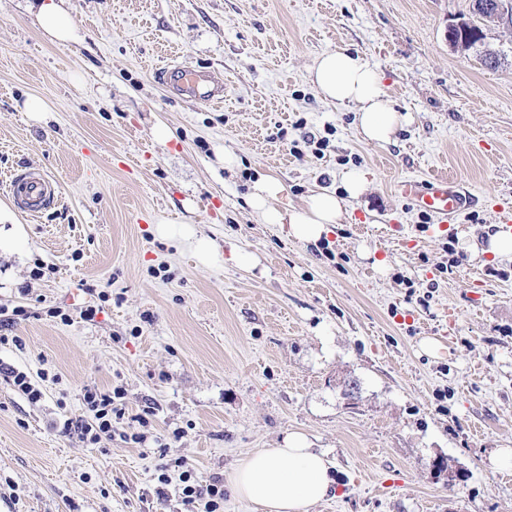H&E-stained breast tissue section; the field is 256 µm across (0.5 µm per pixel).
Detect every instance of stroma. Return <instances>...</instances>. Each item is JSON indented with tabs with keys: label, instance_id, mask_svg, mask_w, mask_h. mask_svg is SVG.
Segmentation results:
<instances>
[{
	"label": "stroma",
	"instance_id": "35a3bbf8",
	"mask_svg": "<svg viewBox=\"0 0 512 512\" xmlns=\"http://www.w3.org/2000/svg\"><path fill=\"white\" fill-rule=\"evenodd\" d=\"M66 8L76 38L60 44L29 0H0V201L28 169L60 191L19 213L25 261L0 254V335L21 339L0 345V512H187L170 459L226 481L291 434L335 464L308 512H512V473L493 462L512 448V258L489 251L512 201V25L484 30L504 56L490 70L446 38L472 0ZM342 49L382 73L404 115L390 143L363 141L356 106L312 84L316 59ZM172 64L220 79L223 103L172 93L159 79ZM30 95L45 120L21 111ZM313 138L323 155L295 157ZM351 170L364 189L318 243L251 207L261 177L282 184L277 208L300 209L343 193ZM435 170L473 197L444 234L394 190ZM161 224L207 237L218 261ZM18 306L29 316L11 321ZM12 368L45 374L40 401ZM93 386L120 388L126 409L104 448L56 429L86 418ZM146 410V442L124 441ZM14 388L32 402L40 401L43 397L41 387L32 381L31 377L23 371L12 370L9 372Z\"/></svg>",
	"mask_w": 512,
	"mask_h": 512
}]
</instances>
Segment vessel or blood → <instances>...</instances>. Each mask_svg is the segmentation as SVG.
<instances>
[{
  "mask_svg": "<svg viewBox=\"0 0 512 512\" xmlns=\"http://www.w3.org/2000/svg\"><path fill=\"white\" fill-rule=\"evenodd\" d=\"M10 191L21 207L35 215L46 210L55 201V187L50 178L40 171H26L14 177ZM396 193L416 210L431 214L436 219L435 231L444 233L448 224L465 208L468 196L448 185L446 176L436 174L428 178L405 177L395 185Z\"/></svg>",
  "mask_w": 512,
  "mask_h": 512,
  "instance_id": "vessel-or-blood-1",
  "label": "vessel or blood"
}]
</instances>
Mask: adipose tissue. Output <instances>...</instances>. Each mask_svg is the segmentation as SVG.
Masks as SVG:
<instances>
[{"label": "adipose tissue", "mask_w": 512, "mask_h": 512, "mask_svg": "<svg viewBox=\"0 0 512 512\" xmlns=\"http://www.w3.org/2000/svg\"><path fill=\"white\" fill-rule=\"evenodd\" d=\"M35 22L49 41L73 38L64 0H39ZM310 78L328 102L357 106L359 132L365 142H388L404 121L385 93L380 73L359 56L345 50L323 53L312 67ZM344 182L346 197L317 192L305 208L281 210L273 202L281 194L282 185L269 176L256 183L250 202L263 223L287 226L289 236L314 243L328 234L332 225L342 223L348 200L361 192L365 177L351 172ZM333 468L324 452L311 448L303 436L294 434L281 447L258 450L245 457L231 481L237 496L265 512H305L328 495L334 483Z\"/></svg>", "instance_id": "1"}]
</instances>
